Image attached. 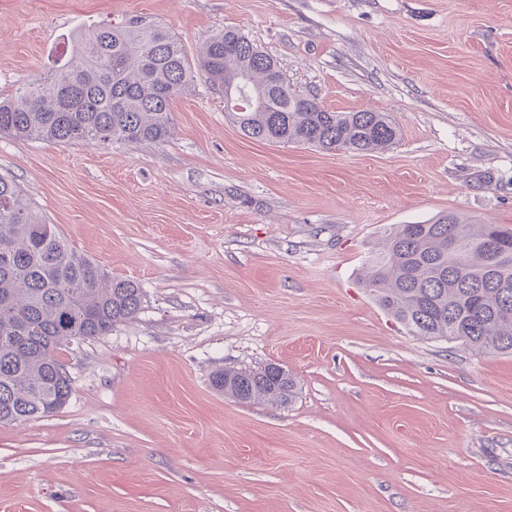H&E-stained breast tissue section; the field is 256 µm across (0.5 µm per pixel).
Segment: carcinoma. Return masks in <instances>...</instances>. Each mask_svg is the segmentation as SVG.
<instances>
[{"instance_id":"carcinoma-1","label":"carcinoma","mask_w":512,"mask_h":512,"mask_svg":"<svg viewBox=\"0 0 512 512\" xmlns=\"http://www.w3.org/2000/svg\"><path fill=\"white\" fill-rule=\"evenodd\" d=\"M192 67L177 38L140 16L78 28L70 63L0 95V133L88 145L156 142L170 131L171 101L195 74L232 97L228 116L252 140L332 152L384 151L400 140L385 112H335L297 93L277 61L244 34L209 37ZM498 240L495 260L485 250ZM365 287L416 336L512 353V228L453 212L426 224H396L369 260ZM143 291L114 279L64 240L0 176V423L23 424L60 410L72 382L58 352L136 317ZM213 388L241 403H291L284 367L221 370Z\"/></svg>"}]
</instances>
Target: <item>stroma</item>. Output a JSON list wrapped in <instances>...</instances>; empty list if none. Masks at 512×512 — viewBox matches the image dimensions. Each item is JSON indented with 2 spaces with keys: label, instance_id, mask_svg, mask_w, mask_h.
Returning a JSON list of instances; mask_svg holds the SVG:
<instances>
[{
  "label": "stroma",
  "instance_id": "35a3bbf8",
  "mask_svg": "<svg viewBox=\"0 0 512 512\" xmlns=\"http://www.w3.org/2000/svg\"><path fill=\"white\" fill-rule=\"evenodd\" d=\"M134 15L192 59L236 28L401 141L257 142L201 79L158 142L1 134L0 175L143 299L60 351L65 406L0 423V512H512V355L412 335L360 280L392 225L512 228V0H0V93L69 60L79 24ZM269 363L291 404L211 386Z\"/></svg>",
  "mask_w": 512,
  "mask_h": 512
}]
</instances>
